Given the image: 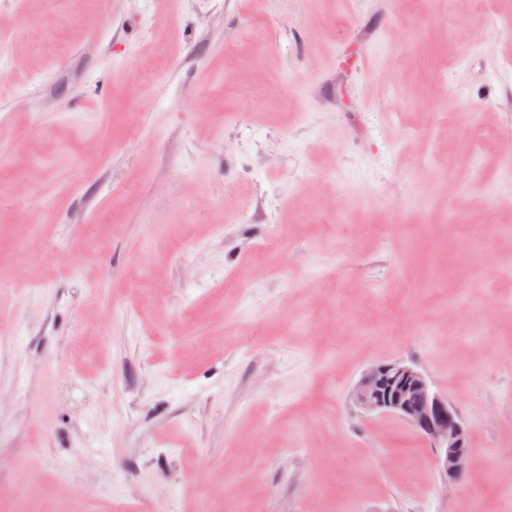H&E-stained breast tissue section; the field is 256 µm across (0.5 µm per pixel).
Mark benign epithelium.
I'll return each mask as SVG.
<instances>
[{
  "mask_svg": "<svg viewBox=\"0 0 512 512\" xmlns=\"http://www.w3.org/2000/svg\"><path fill=\"white\" fill-rule=\"evenodd\" d=\"M352 400L365 413L407 422L435 448L436 467L448 483L464 478L470 458L467 430L424 373L400 361L373 364L356 383Z\"/></svg>",
  "mask_w": 512,
  "mask_h": 512,
  "instance_id": "benign-epithelium-1",
  "label": "benign epithelium"
}]
</instances>
